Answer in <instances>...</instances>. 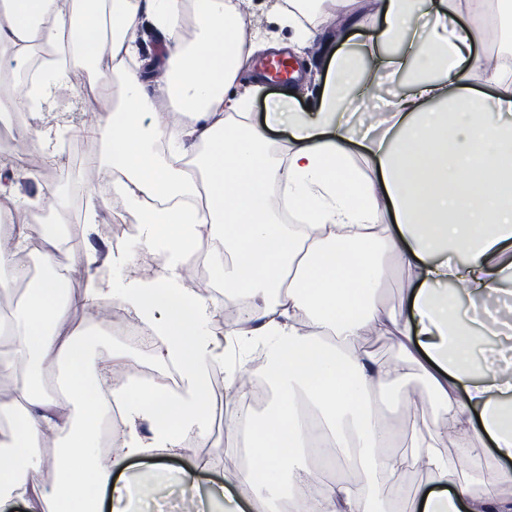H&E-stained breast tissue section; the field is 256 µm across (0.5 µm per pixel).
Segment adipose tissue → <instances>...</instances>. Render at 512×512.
I'll return each mask as SVG.
<instances>
[{"instance_id":"adipose-tissue-1","label":"adipose tissue","mask_w":512,"mask_h":512,"mask_svg":"<svg viewBox=\"0 0 512 512\" xmlns=\"http://www.w3.org/2000/svg\"><path fill=\"white\" fill-rule=\"evenodd\" d=\"M313 2L317 12L340 14L346 28L320 99L306 109L285 88L260 124L253 97L233 93L241 66L262 48L244 36L252 21L241 0H0V46L17 66L29 67L47 47L58 55L53 81L32 91H16L0 71V123L43 112L78 63L107 62L114 81L99 94L116 102L95 126L106 150L86 166L138 217L130 241L89 247L71 261L53 226L0 211V291L27 285L0 326V380L10 387L0 401V512H129L132 485L113 480L116 467L177 455L188 433L208 439L213 310L184 285L202 243L225 300L250 303L234 336L263 345L258 363L234 370L235 396L244 398L245 379L258 376L274 399L256 426L249 468L226 465L223 485L205 495L199 476L210 462L183 472L184 512H268L284 489L313 485L314 512H512V470L504 465L473 488L439 439L444 433L466 448L485 437L499 459L512 460V356L484 358L486 337L512 339L491 314L512 297V179L503 175L512 161V73L473 50L487 0H438L431 11L425 0H376L379 42L357 50L348 31L361 23L360 0ZM146 21L161 52L150 68H133ZM410 33L419 41L416 62L380 52L379 43ZM391 69L412 78L388 103L379 135L362 133L341 117L350 90ZM471 75L496 86L494 102L464 90ZM159 80L164 112L154 96ZM175 112L189 124H173ZM276 123L287 124L290 137L274 157L268 130ZM358 161L370 176L351 178ZM275 184L304 225L281 223L268 198ZM137 248L156 257L155 267L113 288L108 268ZM23 252L39 258V279L19 264ZM394 266L413 284L404 312L379 297ZM77 276L84 290L68 294ZM114 302L159 337L157 356L178 370L180 392L139 383L122 353L106 369L89 366L101 330L93 317ZM78 311L89 322L75 332ZM371 331L392 338L398 364L365 347ZM60 362L69 367L62 398L44 380ZM414 370L439 406L442 429L414 432L400 451L392 443L404 426L387 419L378 396ZM105 393L123 417L104 464L94 425L108 406L80 420L73 410ZM59 436L60 452L43 456L41 445ZM47 467L58 473L49 490L32 477ZM415 470L427 474L428 487L395 501L388 480Z\"/></svg>"}]
</instances>
